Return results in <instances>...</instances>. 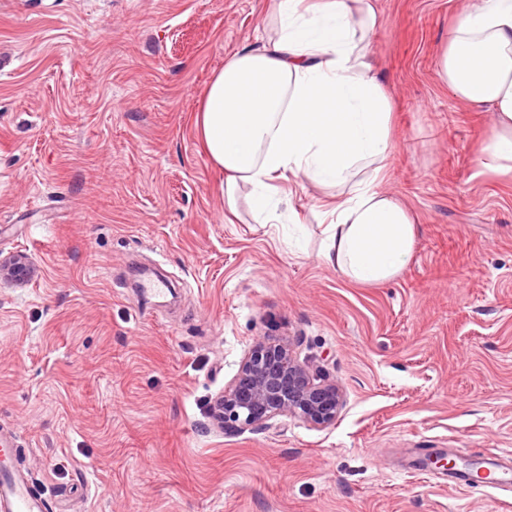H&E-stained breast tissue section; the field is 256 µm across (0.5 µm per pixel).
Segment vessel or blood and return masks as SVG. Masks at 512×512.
<instances>
[{"instance_id":"1","label":"vessel or blood","mask_w":512,"mask_h":512,"mask_svg":"<svg viewBox=\"0 0 512 512\" xmlns=\"http://www.w3.org/2000/svg\"><path fill=\"white\" fill-rule=\"evenodd\" d=\"M20 431L0 428V512H45L46 500L35 490L26 472L12 466L11 460L23 447Z\"/></svg>"}]
</instances>
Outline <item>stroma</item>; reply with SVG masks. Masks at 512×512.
I'll list each match as a JSON object with an SVG mask.
<instances>
[{"label":"stroma","instance_id":"stroma-1","mask_svg":"<svg viewBox=\"0 0 512 512\" xmlns=\"http://www.w3.org/2000/svg\"><path fill=\"white\" fill-rule=\"evenodd\" d=\"M464 0H373L395 104L383 188L417 220L406 270L353 284L303 224L224 217L195 116L267 0H0V426L58 512H505L504 493L409 473L414 451L512 467V180L479 175L490 107L435 61ZM176 294L144 299L145 279ZM288 337L343 391L334 425L223 431L210 406L253 344ZM34 272L28 256L21 252L9 256L0 255V283H22L29 279Z\"/></svg>","mask_w":512,"mask_h":512}]
</instances>
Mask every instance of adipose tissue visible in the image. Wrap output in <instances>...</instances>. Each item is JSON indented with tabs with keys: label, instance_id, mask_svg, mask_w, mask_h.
<instances>
[{
	"label": "adipose tissue",
	"instance_id": "ef3b65f1",
	"mask_svg": "<svg viewBox=\"0 0 512 512\" xmlns=\"http://www.w3.org/2000/svg\"><path fill=\"white\" fill-rule=\"evenodd\" d=\"M268 9L275 38L225 59L196 118L224 172V208L236 212V189L248 186L267 224L284 202L280 182L335 188L322 204V258L351 282H389L413 258L417 226L381 188L393 104L371 57L372 0H269ZM435 69L458 103L492 108L483 166L512 177V0H468Z\"/></svg>",
	"mask_w": 512,
	"mask_h": 512
}]
</instances>
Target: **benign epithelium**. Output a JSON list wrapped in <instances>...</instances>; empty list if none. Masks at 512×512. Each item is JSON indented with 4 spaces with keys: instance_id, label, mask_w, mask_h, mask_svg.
Segmentation results:
<instances>
[{
    "instance_id": "1",
    "label": "benign epithelium",
    "mask_w": 512,
    "mask_h": 512,
    "mask_svg": "<svg viewBox=\"0 0 512 512\" xmlns=\"http://www.w3.org/2000/svg\"><path fill=\"white\" fill-rule=\"evenodd\" d=\"M34 272L21 252L0 256V283H22ZM340 387L299 360L294 345L260 340L214 403L212 417L226 431L263 426L277 416L299 418L318 427L336 422Z\"/></svg>"
}]
</instances>
